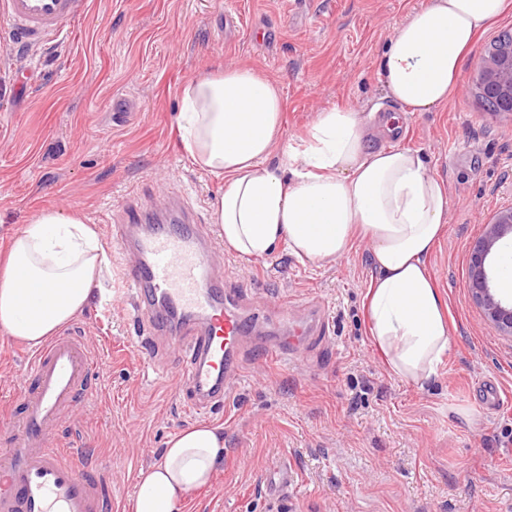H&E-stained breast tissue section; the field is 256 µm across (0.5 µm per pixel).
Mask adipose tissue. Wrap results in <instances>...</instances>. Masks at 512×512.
<instances>
[{"instance_id": "adipose-tissue-1", "label": "adipose tissue", "mask_w": 512, "mask_h": 512, "mask_svg": "<svg viewBox=\"0 0 512 512\" xmlns=\"http://www.w3.org/2000/svg\"><path fill=\"white\" fill-rule=\"evenodd\" d=\"M507 0H424L394 28L378 63L388 98L407 112L438 109L455 92L476 35ZM178 127L191 163L222 183L212 211L225 247L243 260L278 246L303 262H336L371 246L366 298L371 338L393 375L419 387L441 374L451 348L444 302L427 260L450 197L424 156L373 148L393 120L336 107L318 112L301 145L283 142L279 83L248 67L198 76L179 93ZM109 255L97 225L46 210L0 255V332L42 345L94 302ZM35 299L22 306L23 292ZM224 461V429L194 423L140 469L131 512H180Z\"/></svg>"}]
</instances>
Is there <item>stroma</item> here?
Masks as SVG:
<instances>
[{
  "instance_id": "obj_1",
  "label": "stroma",
  "mask_w": 512,
  "mask_h": 512,
  "mask_svg": "<svg viewBox=\"0 0 512 512\" xmlns=\"http://www.w3.org/2000/svg\"><path fill=\"white\" fill-rule=\"evenodd\" d=\"M421 2L87 0L68 33L36 47L0 28V248L54 209L98 225L109 254L107 301L76 320L102 361L97 393L64 433L86 466L109 467L110 512H129L138 471L195 421L185 390L141 367L156 344L133 325L120 278L132 256L115 247L112 225L123 200L154 204L173 181L209 223L220 182L186 157L178 91L224 66L280 83L287 140L325 109L399 114L371 143L422 151L448 188V222L428 264L453 347L430 388L387 370L365 317L366 243L326 265L282 245L248 262L225 251L219 274L269 309L287 296L321 306L330 332L288 362L250 365L230 401L205 415L223 425L227 453L181 512H512V338L486 321L468 288L475 242L512 205V116L485 111L472 91L487 46L512 33V7L476 37L447 104L404 112L385 98L376 61ZM31 353L0 333V399L13 396ZM280 462L293 482L272 498L264 481Z\"/></svg>"
}]
</instances>
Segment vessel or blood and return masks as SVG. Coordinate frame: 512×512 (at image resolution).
<instances>
[{"instance_id":"b4317fda","label":"vessel or blood","mask_w":512,"mask_h":512,"mask_svg":"<svg viewBox=\"0 0 512 512\" xmlns=\"http://www.w3.org/2000/svg\"><path fill=\"white\" fill-rule=\"evenodd\" d=\"M83 6L84 0H0V19L15 41L31 46L66 32ZM112 238L137 257L125 268V286L144 333L167 335L184 355L173 376L193 393L189 413L223 405L245 360L291 357L329 331L322 308L311 304L307 320L292 330L257 336L248 295L211 274L223 240L178 198L154 224L141 206L126 205ZM84 339V331L71 329L35 351L15 379L10 404L21 407L19 418L0 409V512L103 510L100 479L83 473L80 449L64 446L60 431L71 408L92 394L99 359Z\"/></svg>"}]
</instances>
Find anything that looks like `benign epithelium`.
Segmentation results:
<instances>
[{
	"label": "benign epithelium",
	"mask_w": 512,
	"mask_h": 512,
	"mask_svg": "<svg viewBox=\"0 0 512 512\" xmlns=\"http://www.w3.org/2000/svg\"><path fill=\"white\" fill-rule=\"evenodd\" d=\"M475 88L485 111L512 115V37L498 42L482 58ZM506 238L512 239V205L497 211L485 224L470 254L468 286L486 320L512 337V301L497 294L488 268L489 258Z\"/></svg>",
	"instance_id": "1"
}]
</instances>
